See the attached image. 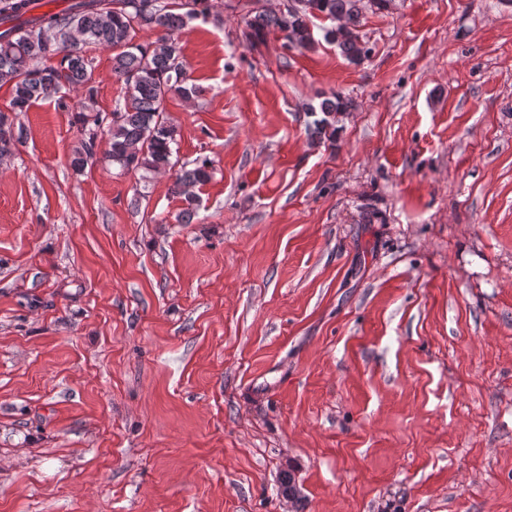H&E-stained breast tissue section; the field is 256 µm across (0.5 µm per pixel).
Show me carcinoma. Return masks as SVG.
I'll use <instances>...</instances> for the list:
<instances>
[{"label": "carcinoma", "mask_w": 512, "mask_h": 512, "mask_svg": "<svg viewBox=\"0 0 512 512\" xmlns=\"http://www.w3.org/2000/svg\"><path fill=\"white\" fill-rule=\"evenodd\" d=\"M34 0H0V86L11 90L10 111L25 112L38 100L64 99L78 94L76 120L81 138L71 157V166L84 169L97 161L99 135H108L105 161L120 171L160 174L171 170L177 130L165 118L171 94L187 99L201 90L188 84L181 48L175 37L188 22L207 19L215 0H71L58 12L33 15ZM363 0H292L283 12L260 10L248 23L249 38L256 43L271 30L283 34L299 49L318 44L312 19L318 16L337 22L324 32L346 59L361 63L369 49L361 40ZM157 32L155 40L136 41L142 30ZM109 48L112 77L124 85L123 96L112 110L98 107V85L93 58L85 47ZM352 107L336 95L322 100L321 114L313 120L312 134L318 140L336 136V115ZM24 135L0 112V155L11 151ZM213 164L208 159L183 164L176 172L171 191L187 204L183 216L191 222L198 200L196 189L211 180Z\"/></svg>", "instance_id": "1"}]
</instances>
